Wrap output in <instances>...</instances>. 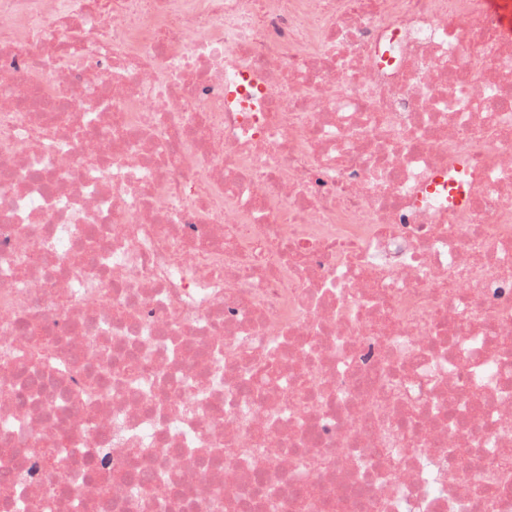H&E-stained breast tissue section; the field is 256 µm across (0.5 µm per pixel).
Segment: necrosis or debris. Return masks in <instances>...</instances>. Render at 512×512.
<instances>
[{
	"label": "necrosis or debris",
	"instance_id": "necrosis-or-debris-1",
	"mask_svg": "<svg viewBox=\"0 0 512 512\" xmlns=\"http://www.w3.org/2000/svg\"><path fill=\"white\" fill-rule=\"evenodd\" d=\"M512 35L489 0H0V512H512Z\"/></svg>",
	"mask_w": 512,
	"mask_h": 512
}]
</instances>
